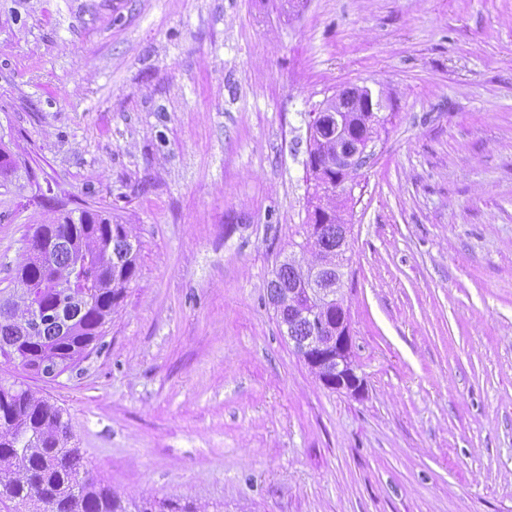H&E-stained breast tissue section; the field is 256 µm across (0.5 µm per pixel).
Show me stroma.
<instances>
[{"label":"stroma","mask_w":512,"mask_h":512,"mask_svg":"<svg viewBox=\"0 0 512 512\" xmlns=\"http://www.w3.org/2000/svg\"><path fill=\"white\" fill-rule=\"evenodd\" d=\"M382 92L341 209L361 396L282 336L309 126ZM0 292L35 228L131 225L84 359L0 383L63 411L88 470L208 512H512V0H0Z\"/></svg>","instance_id":"stroma-1"}]
</instances>
